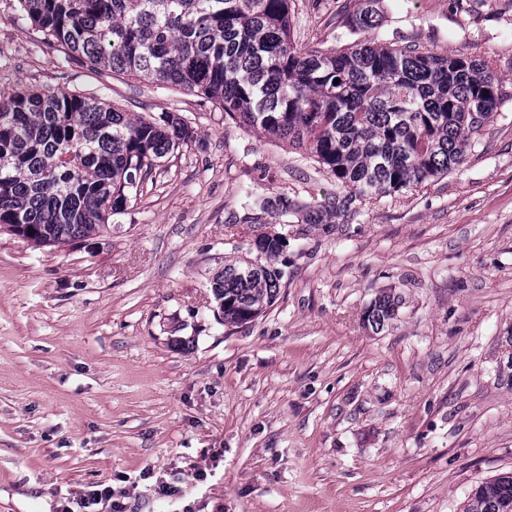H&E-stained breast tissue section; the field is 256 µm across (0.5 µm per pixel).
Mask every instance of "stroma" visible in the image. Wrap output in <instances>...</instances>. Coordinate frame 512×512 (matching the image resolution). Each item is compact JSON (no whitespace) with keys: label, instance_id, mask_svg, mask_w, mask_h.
<instances>
[{"label":"stroma","instance_id":"obj_1","mask_svg":"<svg viewBox=\"0 0 512 512\" xmlns=\"http://www.w3.org/2000/svg\"><path fill=\"white\" fill-rule=\"evenodd\" d=\"M293 0L292 39L369 38L484 60L501 82L465 163L330 225L250 205L333 177L210 99L64 60L0 0V95L77 90L194 132L76 247L0 231V512H60L97 482L126 512H463L512 472V0ZM286 225L288 278L225 325L210 281ZM399 302L383 329L364 313ZM177 483L182 497L159 495Z\"/></svg>","mask_w":512,"mask_h":512}]
</instances>
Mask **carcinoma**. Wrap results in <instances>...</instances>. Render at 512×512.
<instances>
[{
    "label": "carcinoma",
    "instance_id": "carcinoma-1",
    "mask_svg": "<svg viewBox=\"0 0 512 512\" xmlns=\"http://www.w3.org/2000/svg\"><path fill=\"white\" fill-rule=\"evenodd\" d=\"M290 2L18 0L65 56L201 93L267 141L306 151L345 189L324 203L258 197L264 212L322 224L364 197L421 187L463 164L470 136L501 98L488 63L369 39L340 50L299 47ZM364 4L352 23L368 31L379 19L373 0ZM193 137L170 113L131 117L90 94L23 88L0 99V229L19 225L36 246L96 236ZM252 246L257 259L212 277L226 324L254 321L279 294L285 272L276 263L288 235L260 231ZM396 311L395 298L381 294L365 320L379 330ZM463 512H512V472L479 484Z\"/></svg>",
    "mask_w": 512,
    "mask_h": 512
}]
</instances>
